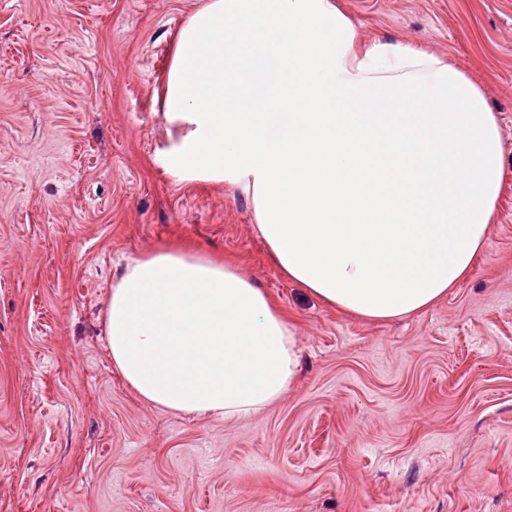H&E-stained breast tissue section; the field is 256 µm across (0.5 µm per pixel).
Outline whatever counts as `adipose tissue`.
<instances>
[{"label": "adipose tissue", "mask_w": 512, "mask_h": 512, "mask_svg": "<svg viewBox=\"0 0 512 512\" xmlns=\"http://www.w3.org/2000/svg\"><path fill=\"white\" fill-rule=\"evenodd\" d=\"M165 117L166 171L240 188L282 272L342 311L428 308L487 248L503 147L483 94L435 55L357 48L334 0H209L180 31ZM106 333L126 383L176 413L248 417L297 377L269 298L188 252L132 261Z\"/></svg>", "instance_id": "ef3b65f1"}]
</instances>
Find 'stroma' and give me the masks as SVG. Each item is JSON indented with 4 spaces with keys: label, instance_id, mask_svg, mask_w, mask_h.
Listing matches in <instances>:
<instances>
[{
    "label": "stroma",
    "instance_id": "1",
    "mask_svg": "<svg viewBox=\"0 0 512 512\" xmlns=\"http://www.w3.org/2000/svg\"><path fill=\"white\" fill-rule=\"evenodd\" d=\"M205 0H0V512H512V0H337L482 91L489 241L432 307L368 321L288 280L227 184L162 166L173 48ZM232 264L293 326L294 387L224 419L141 399L105 314L127 264Z\"/></svg>",
    "mask_w": 512,
    "mask_h": 512
}]
</instances>
